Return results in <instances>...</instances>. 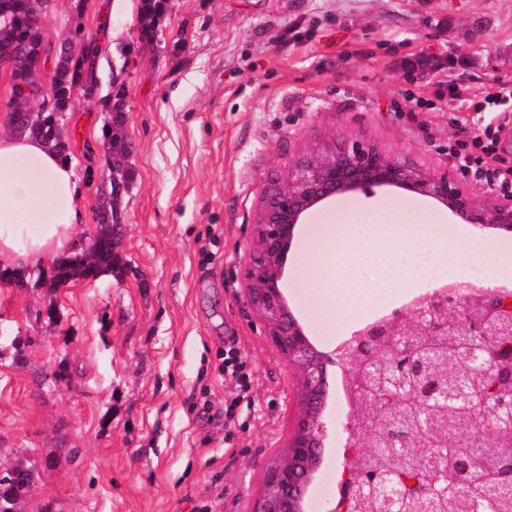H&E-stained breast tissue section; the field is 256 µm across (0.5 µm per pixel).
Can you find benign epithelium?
Masks as SVG:
<instances>
[{"label": "benign epithelium", "mask_w": 512, "mask_h": 512, "mask_svg": "<svg viewBox=\"0 0 512 512\" xmlns=\"http://www.w3.org/2000/svg\"><path fill=\"white\" fill-rule=\"evenodd\" d=\"M502 158H512V126L498 131ZM393 187L431 198L459 221L477 228L512 232V196L479 198L462 185L458 174L422 167L408 156H388L377 145L337 134L308 151L290 166L288 175L263 185L262 207L255 225L256 254L245 267L246 301L262 318L279 352L299 371L301 413L298 429L279 455L266 467L263 492L255 512H303L306 490L320 465L327 426L322 419L329 397L330 365L348 368L347 388L354 410L344 430L348 440H360L369 449L373 466L357 478L347 477L343 497L383 505L381 512H429L426 504L448 500V481L422 480L404 489L397 464L404 459L407 429L385 419L374 388H387L390 401L415 396L413 424L422 428L432 412L448 409L453 400L470 411L477 439L508 435L512 441V356L499 355L500 336H512V291L495 285L450 283L444 290L425 294L413 305L395 309L358 328L333 355L317 350L290 311L282 293L288 250L306 213L333 196L356 190ZM78 254L62 266L52 287L65 288L68 272L86 264ZM412 336L452 337L464 349L466 370L453 384L424 378L429 366ZM404 359L397 365L384 357ZM490 378L494 391L477 388ZM488 453L472 448L454 463L455 481L467 487L481 477L504 478L512 485V444L495 456L499 474L486 473Z\"/></svg>", "instance_id": "1"}]
</instances>
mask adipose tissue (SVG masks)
Instances as JSON below:
<instances>
[{"label": "adipose tissue", "mask_w": 512, "mask_h": 512, "mask_svg": "<svg viewBox=\"0 0 512 512\" xmlns=\"http://www.w3.org/2000/svg\"><path fill=\"white\" fill-rule=\"evenodd\" d=\"M79 207L70 162L38 140L0 134V266L69 248Z\"/></svg>", "instance_id": "obj_1"}]
</instances>
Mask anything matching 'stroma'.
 Instances as JSON below:
<instances>
[{"mask_svg":"<svg viewBox=\"0 0 512 512\" xmlns=\"http://www.w3.org/2000/svg\"><path fill=\"white\" fill-rule=\"evenodd\" d=\"M78 26L98 47L100 94L125 89L121 265L59 292L49 258L28 264L26 287L0 281V462L32 464L26 512H252L300 415L298 371L243 297L263 183L339 133L459 170L450 145L512 124V100L484 103L497 79L512 81V0H170L151 43L118 0H52L45 48L57 53ZM106 124L98 99L76 97L66 128L82 189L77 245L109 190ZM337 204L467 230L396 188L309 210L282 292L327 354L355 323L336 321L310 287L305 243ZM470 233L484 264L512 242ZM230 347L239 382L220 371ZM329 372L320 467L341 478L354 456L336 413L347 375Z\"/></svg>","mask_w":512,"mask_h":512,"instance_id":"1","label":"stroma"}]
</instances>
